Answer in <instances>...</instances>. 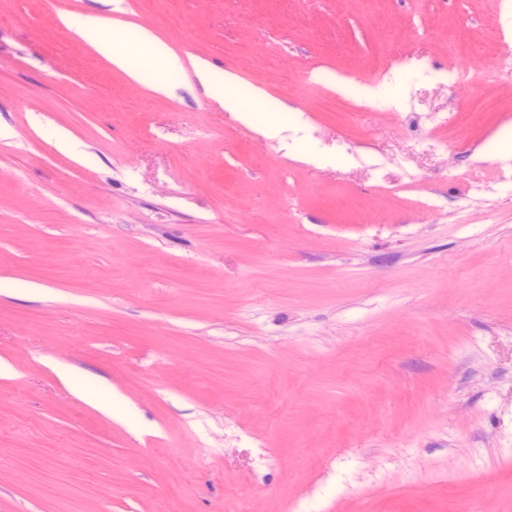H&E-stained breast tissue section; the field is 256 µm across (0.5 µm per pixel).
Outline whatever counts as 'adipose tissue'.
<instances>
[{"label": "adipose tissue", "mask_w": 512, "mask_h": 512, "mask_svg": "<svg viewBox=\"0 0 512 512\" xmlns=\"http://www.w3.org/2000/svg\"><path fill=\"white\" fill-rule=\"evenodd\" d=\"M84 31L96 34L95 46L98 52L116 67L123 70L134 82L158 92H168L171 84L185 79L187 71H194L199 82L209 90L213 97L236 118L247 120L251 117L253 106H260L266 112L282 111L281 101L268 96L263 90L253 92L252 103H244L235 95L231 87L237 81L234 74L214 73L203 62H193L184 67L166 42L149 31L134 26H125L106 31L101 16L87 14L81 20ZM141 47L142 55L136 56L123 52V45Z\"/></svg>", "instance_id": "obj_1"}]
</instances>
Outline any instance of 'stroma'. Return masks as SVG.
Segmentation results:
<instances>
[{
  "instance_id": "35a3bbf8",
  "label": "stroma",
  "mask_w": 512,
  "mask_h": 512,
  "mask_svg": "<svg viewBox=\"0 0 512 512\" xmlns=\"http://www.w3.org/2000/svg\"><path fill=\"white\" fill-rule=\"evenodd\" d=\"M511 55L504 0H0V512H512ZM81 28L95 33L98 52L138 84L166 93L174 81L186 78L182 61L168 44L143 28H113L111 39L104 29V19L91 14L82 16ZM122 44L140 46L143 55L139 57L119 50L117 46ZM194 74L199 82L209 90L213 97L224 107L225 112H231L240 120H250L254 112L250 104L244 103L232 91V85L237 77L232 73L215 74L207 63L192 61ZM224 84L226 85L224 88Z\"/></svg>"
}]
</instances>
